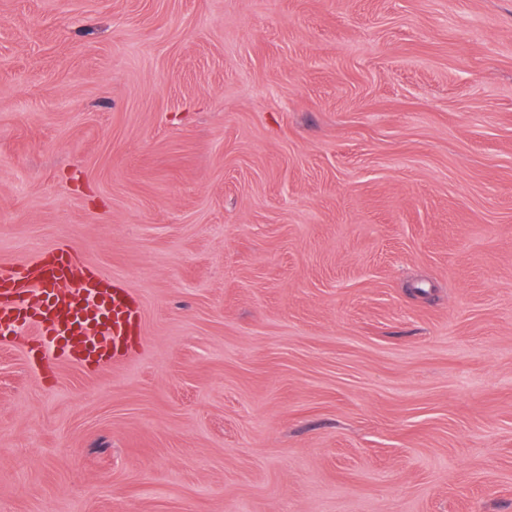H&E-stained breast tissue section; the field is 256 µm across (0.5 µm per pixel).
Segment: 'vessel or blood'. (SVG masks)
Here are the masks:
<instances>
[{
    "label": "vessel or blood",
    "instance_id": "obj_1",
    "mask_svg": "<svg viewBox=\"0 0 512 512\" xmlns=\"http://www.w3.org/2000/svg\"><path fill=\"white\" fill-rule=\"evenodd\" d=\"M141 309L127 289L60 251L0 267V336L28 331L55 359L103 367L128 358L141 342Z\"/></svg>",
    "mask_w": 512,
    "mask_h": 512
}]
</instances>
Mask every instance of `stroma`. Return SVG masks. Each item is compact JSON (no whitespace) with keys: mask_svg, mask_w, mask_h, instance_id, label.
<instances>
[{"mask_svg":"<svg viewBox=\"0 0 512 512\" xmlns=\"http://www.w3.org/2000/svg\"><path fill=\"white\" fill-rule=\"evenodd\" d=\"M0 512H512V0H0ZM81 266L71 251L1 265V340L25 329L31 343L44 346L42 354L48 351L56 360L87 367H104L133 354L142 340L139 303L111 277L98 270L78 271ZM70 283L82 296H93L95 305L77 310L71 291L64 296V289L56 288ZM28 298L36 299L33 306Z\"/></svg>","mask_w":512,"mask_h":512,"instance_id":"35a3bbf8","label":"stroma"}]
</instances>
